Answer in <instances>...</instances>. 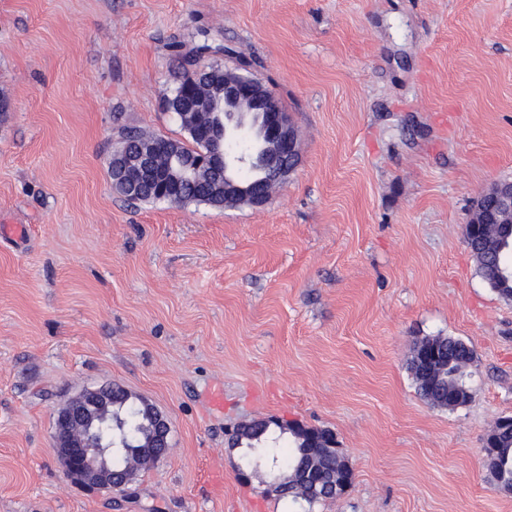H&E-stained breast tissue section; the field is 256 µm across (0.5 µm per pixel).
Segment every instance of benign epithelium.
Masks as SVG:
<instances>
[{
	"label": "benign epithelium",
	"mask_w": 512,
	"mask_h": 512,
	"mask_svg": "<svg viewBox=\"0 0 512 512\" xmlns=\"http://www.w3.org/2000/svg\"><path fill=\"white\" fill-rule=\"evenodd\" d=\"M224 139L242 129L257 133L259 150L248 156L222 153L224 199L243 198L261 208L268 202L265 183H244L236 171L258 164L268 179L283 184L297 168L301 142L290 113L261 81L242 74H224ZM512 215V181L500 180L479 195L473 204V217L467 234L475 235L481 224L502 223L503 213ZM113 386L87 390L60 407L53 435L54 450L66 477L86 488L121 491L132 480L124 471L112 469V453L121 443L110 435L97 436L90 444L89 430L97 410L112 403Z\"/></svg>",
	"instance_id": "benign-epithelium-1"
}]
</instances>
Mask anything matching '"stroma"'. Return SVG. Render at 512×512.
Segmentation results:
<instances>
[{
    "label": "stroma",
    "mask_w": 512,
    "mask_h": 512,
    "mask_svg": "<svg viewBox=\"0 0 512 512\" xmlns=\"http://www.w3.org/2000/svg\"><path fill=\"white\" fill-rule=\"evenodd\" d=\"M276 95L302 144L266 206H132L108 158L180 140L200 46ZM0 512H296L228 434L330 430L351 487L311 512H512L483 440L512 416V301L464 243L512 180V0H0ZM474 351L429 405L416 341ZM119 385L168 419L121 493L63 475L55 412ZM222 405H215V396ZM419 341H434L438 345L440 355L431 373L416 366L411 358L408 370L419 396L439 408H448L451 403H467L472 394L460 402L457 397L459 387H469L467 380L471 374L466 368L470 367L473 360L472 349L452 337L428 336ZM447 366L448 369L445 368Z\"/></svg>",
    "instance_id": "obj_1"
}]
</instances>
